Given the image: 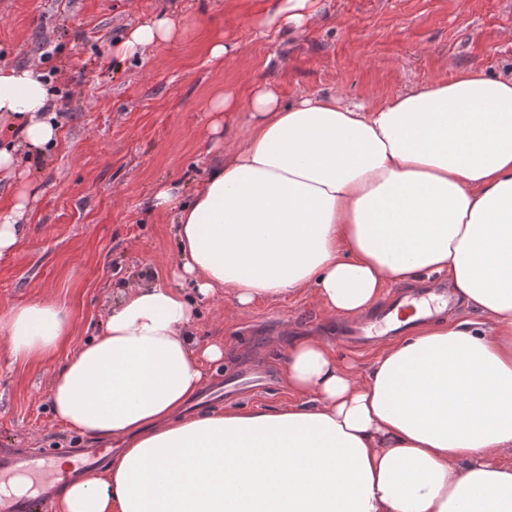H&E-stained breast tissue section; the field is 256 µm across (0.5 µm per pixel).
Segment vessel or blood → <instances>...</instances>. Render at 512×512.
Here are the masks:
<instances>
[{
  "mask_svg": "<svg viewBox=\"0 0 512 512\" xmlns=\"http://www.w3.org/2000/svg\"><path fill=\"white\" fill-rule=\"evenodd\" d=\"M447 286L423 287L394 295L367 321L352 320L346 333L369 343L380 336H402L415 324L431 320L439 309L451 308ZM72 464L64 477L81 479L115 456L112 447L89 446L67 451ZM55 452L48 448H0V512H47L60 485Z\"/></svg>",
  "mask_w": 512,
  "mask_h": 512,
  "instance_id": "vessel-or-blood-1",
  "label": "vessel or blood"
}]
</instances>
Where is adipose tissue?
I'll use <instances>...</instances> for the list:
<instances>
[{"label":"adipose tissue","mask_w":512,"mask_h":512,"mask_svg":"<svg viewBox=\"0 0 512 512\" xmlns=\"http://www.w3.org/2000/svg\"><path fill=\"white\" fill-rule=\"evenodd\" d=\"M319 12L275 0L266 22L303 35ZM181 28L166 13L140 21L111 56ZM54 100L36 67L0 66V172L55 146ZM210 110L217 136L242 113L241 142L192 195L163 180L149 201L175 225V277L200 297L245 310L311 292L339 318L435 278L481 318L421 325L364 370L304 337L284 361L293 403L187 416L224 345L193 342L178 288L127 285L50 382L60 422L122 446L105 472L62 487L59 512H512V465L488 459L512 448V76L471 66L369 106L286 103L255 84L243 101L216 93ZM29 204L24 184L0 209V257ZM70 329L44 301L0 315L17 358L55 352Z\"/></svg>","instance_id":"obj_1"}]
</instances>
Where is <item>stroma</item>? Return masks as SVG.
<instances>
[{
  "label": "stroma",
  "instance_id": "1",
  "mask_svg": "<svg viewBox=\"0 0 512 512\" xmlns=\"http://www.w3.org/2000/svg\"><path fill=\"white\" fill-rule=\"evenodd\" d=\"M274 0H0V65H34L55 94L60 132L46 159L29 162L36 200L14 251L0 258V314L35 301L66 308L71 333L55 355L17 359L0 338V448H60L77 434L53 414L49 385L64 360L94 337L128 283L172 281L176 252L169 216L151 212L160 180L194 190L223 151L208 139L210 99L247 98L275 84L283 100L340 94L375 104L414 84L479 66L512 72V0H321L300 38L263 20ZM182 18L177 40L141 57L109 62L112 44L150 16ZM224 37L238 50L211 62L206 47ZM194 340L222 339L224 360L210 376L257 362L271 372L244 408L293 402L283 376L292 337H332L338 356L368 363L375 347L336 338L313 294L261 302H199Z\"/></svg>",
  "mask_w": 512,
  "mask_h": 512
}]
</instances>
